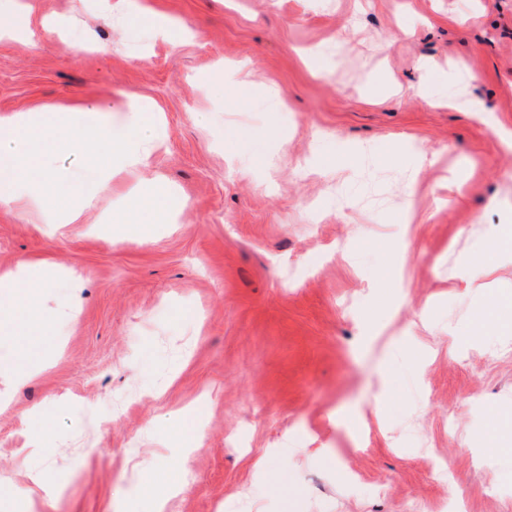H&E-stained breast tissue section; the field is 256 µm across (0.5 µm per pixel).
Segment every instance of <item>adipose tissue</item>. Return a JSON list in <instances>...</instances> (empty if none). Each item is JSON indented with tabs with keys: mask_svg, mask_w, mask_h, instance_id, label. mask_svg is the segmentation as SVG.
Instances as JSON below:
<instances>
[{
	"mask_svg": "<svg viewBox=\"0 0 512 512\" xmlns=\"http://www.w3.org/2000/svg\"><path fill=\"white\" fill-rule=\"evenodd\" d=\"M111 102L86 99L67 112L39 113L17 111L0 117V209L9 211L28 198V183L33 176L41 178V197L53 201L58 214L67 223H78L84 208L93 200L94 192L105 191L112 180V163L120 161L130 168L146 166L153 148L166 136L162 112L145 100L127 105L126 123L113 128L108 115ZM97 130L102 142L103 162L91 178L78 180L50 170L52 135L63 134L72 147H79L88 131ZM173 200L167 190L139 198L126 212L129 224H162L173 211ZM49 268L39 263L23 262L14 270L0 273V335H23L29 321L15 313V303L24 301L26 287H48Z\"/></svg>",
	"mask_w": 512,
	"mask_h": 512,
	"instance_id": "adipose-tissue-1",
	"label": "adipose tissue"
}]
</instances>
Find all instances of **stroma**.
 Listing matches in <instances>:
<instances>
[{"instance_id": "1", "label": "stroma", "mask_w": 512, "mask_h": 512, "mask_svg": "<svg viewBox=\"0 0 512 512\" xmlns=\"http://www.w3.org/2000/svg\"><path fill=\"white\" fill-rule=\"evenodd\" d=\"M114 2L0 0L60 23L0 41V115L95 97L117 122L134 97L167 123L80 223L0 212V271L84 277L39 296L52 337L0 345L49 363L0 371V512H512V461L467 444L512 410V335L457 334L512 290L511 256L461 278L512 224V0H139L180 41ZM464 82L471 112L445 99ZM148 181L187 208L114 223Z\"/></svg>"}]
</instances>
